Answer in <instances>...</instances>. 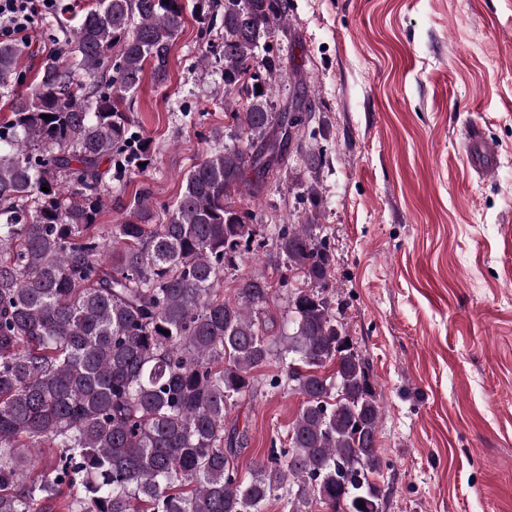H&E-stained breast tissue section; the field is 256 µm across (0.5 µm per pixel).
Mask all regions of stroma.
I'll return each instance as SVG.
<instances>
[{
  "mask_svg": "<svg viewBox=\"0 0 512 512\" xmlns=\"http://www.w3.org/2000/svg\"><path fill=\"white\" fill-rule=\"evenodd\" d=\"M223 39L221 24L189 12L167 82L144 75L130 116L148 161L113 178L102 230L145 186L161 223L187 170L228 144L222 73L198 62ZM62 40L58 18L33 26L19 63L27 80ZM278 49L273 99L306 86L308 143L326 163L314 174L294 160L249 200L263 239L225 268V296L260 271L273 314H287L277 233L300 221L317 185L334 255L329 297L384 403L382 512H512V0H290ZM473 125L496 154L483 175L466 146ZM275 375L288 371L274 359L229 411L249 434L245 471L286 442L300 405L288 386L269 387Z\"/></svg>",
  "mask_w": 512,
  "mask_h": 512,
  "instance_id": "stroma-1",
  "label": "stroma"
}]
</instances>
